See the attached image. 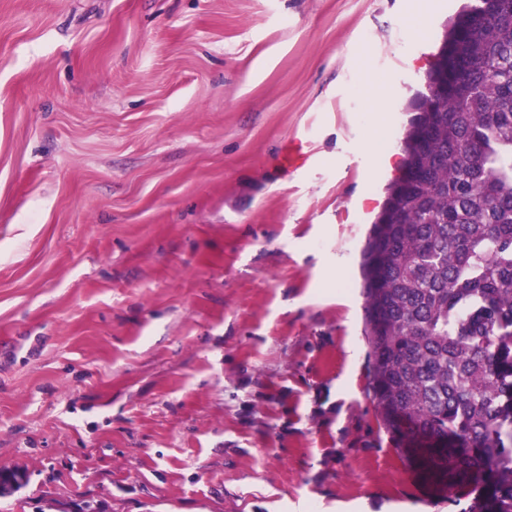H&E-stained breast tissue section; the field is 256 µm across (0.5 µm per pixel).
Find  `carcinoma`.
Listing matches in <instances>:
<instances>
[{"instance_id":"carcinoma-1","label":"carcinoma","mask_w":512,"mask_h":512,"mask_svg":"<svg viewBox=\"0 0 512 512\" xmlns=\"http://www.w3.org/2000/svg\"><path fill=\"white\" fill-rule=\"evenodd\" d=\"M363 254L370 385L429 484L512 512V0L452 23Z\"/></svg>"}]
</instances>
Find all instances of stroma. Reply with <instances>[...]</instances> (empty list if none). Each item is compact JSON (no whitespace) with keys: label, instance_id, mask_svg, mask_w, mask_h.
<instances>
[{"label":"stroma","instance_id":"35a3bbf8","mask_svg":"<svg viewBox=\"0 0 512 512\" xmlns=\"http://www.w3.org/2000/svg\"><path fill=\"white\" fill-rule=\"evenodd\" d=\"M410 4L0 0L11 512H437L360 273L462 0L418 38Z\"/></svg>","mask_w":512,"mask_h":512}]
</instances>
